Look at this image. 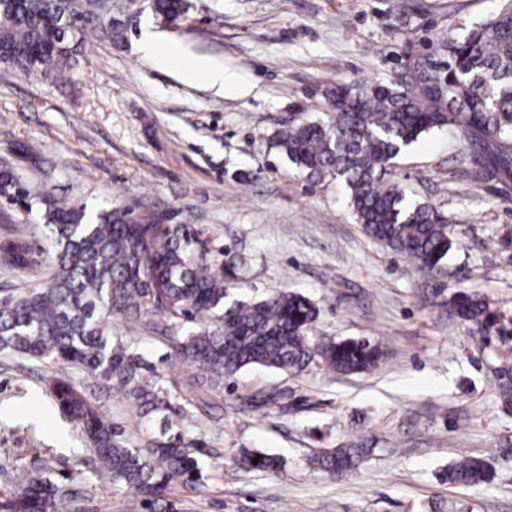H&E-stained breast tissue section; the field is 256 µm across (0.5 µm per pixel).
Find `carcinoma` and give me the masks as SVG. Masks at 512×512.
I'll list each match as a JSON object with an SVG mask.
<instances>
[{
  "label": "carcinoma",
  "instance_id": "1",
  "mask_svg": "<svg viewBox=\"0 0 512 512\" xmlns=\"http://www.w3.org/2000/svg\"><path fill=\"white\" fill-rule=\"evenodd\" d=\"M465 35H448L433 52L401 54L386 83L340 84L327 119L290 125L272 146L298 173L312 179H341L365 234L405 255L421 271L438 265L452 248L448 225L426 202L406 201L394 177L395 160L432 130L454 129L464 144L478 181L512 178V0ZM186 0H153L163 19L186 12ZM112 10V0H0V63L26 76L63 74L90 26ZM0 196L27 213L38 212L49 232L44 248L48 280L41 286L0 298V353L66 363L97 385L129 398L138 433L112 422L70 376H51L50 392L60 413L92 448V471L109 475L116 487L135 488L149 505L166 502L175 485L193 487L202 478L195 452L201 439L185 431L193 411L173 402L157 365L132 351L116 324L146 315L183 320L200 329L174 339L171 354L197 371L222 380L261 366L300 374L313 364L354 374L370 370L383 357L369 339L319 337L316 305L307 297L281 292L253 300L237 298L244 262L217 250L200 252L203 230L170 224L162 215L135 220L134 212L110 209L96 219L48 191L24 182L11 162H0ZM0 266L33 268L30 243L23 238L0 245ZM458 317L480 335L497 319L485 299L458 291L449 299ZM496 385L504 409H512V364L497 367ZM182 428L174 434L170 419ZM366 448H334L311 464L334 475L355 470ZM258 463H253V460ZM250 471H275L281 460L246 453ZM493 468L482 458H464L448 468V483L467 487L492 483ZM73 474L61 486L47 473L18 474L0 504L3 512H77Z\"/></svg>",
  "mask_w": 512,
  "mask_h": 512
}]
</instances>
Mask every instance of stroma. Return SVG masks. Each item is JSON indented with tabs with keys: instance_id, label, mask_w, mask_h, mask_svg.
Listing matches in <instances>:
<instances>
[{
	"instance_id": "35a3bbf8",
	"label": "stroma",
	"mask_w": 512,
	"mask_h": 512,
	"mask_svg": "<svg viewBox=\"0 0 512 512\" xmlns=\"http://www.w3.org/2000/svg\"><path fill=\"white\" fill-rule=\"evenodd\" d=\"M121 39L91 31L63 77H23L0 64V158L21 145L36 159L31 183L99 213L124 207L195 224L246 262L241 293L309 297L318 335L367 337L385 355L371 371L324 365L302 374L241 370L220 386L188 380L169 358L187 326L147 316L125 328L132 348L158 363L176 400L191 404L206 446L196 489L171 487L178 512H512V415L494 368L512 362V180L478 182L454 131L422 135L394 175L411 199L432 204L453 242L421 271L365 235L342 181L308 180L271 147L291 124L322 118L340 83L388 81L391 58L438 46L487 19L498 0H187L168 23L149 0H121ZM159 48L185 45L223 59L257 85L245 99L183 83L140 49L144 27ZM37 217L0 200V239L45 242ZM458 290L483 296L504 332L483 343L452 309ZM52 365L0 355V467L69 475L90 457L54 409ZM370 449L359 468L332 476L308 456ZM283 457L277 473L246 471L244 453ZM478 456L492 484L451 486L449 465ZM82 512H147L141 496L106 476L82 486Z\"/></svg>"
}]
</instances>
